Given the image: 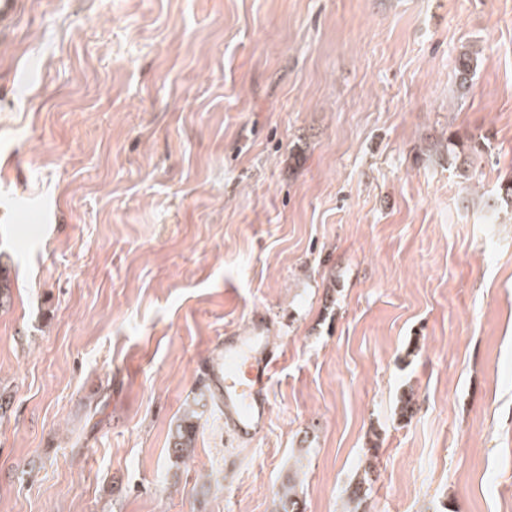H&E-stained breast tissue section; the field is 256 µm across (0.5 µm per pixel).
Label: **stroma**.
Instances as JSON below:
<instances>
[{
  "instance_id": "obj_1",
  "label": "stroma",
  "mask_w": 512,
  "mask_h": 512,
  "mask_svg": "<svg viewBox=\"0 0 512 512\" xmlns=\"http://www.w3.org/2000/svg\"><path fill=\"white\" fill-rule=\"evenodd\" d=\"M509 176L512 0H21L0 512H275L291 476L348 512L364 474V512H512V224L483 205ZM255 316L266 427L208 409L171 465ZM482 144L479 142H471L468 145L460 144L454 140L448 143V164L460 170L459 176L468 178L469 163L468 157L473 154L482 152Z\"/></svg>"
}]
</instances>
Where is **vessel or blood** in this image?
Here are the masks:
<instances>
[{"label": "vessel or blood", "mask_w": 512, "mask_h": 512, "mask_svg": "<svg viewBox=\"0 0 512 512\" xmlns=\"http://www.w3.org/2000/svg\"><path fill=\"white\" fill-rule=\"evenodd\" d=\"M279 358V352L267 348L263 336L226 337L224 367L210 376L224 427L234 439L249 440L264 427L269 383Z\"/></svg>", "instance_id": "vessel-or-blood-1"}]
</instances>
